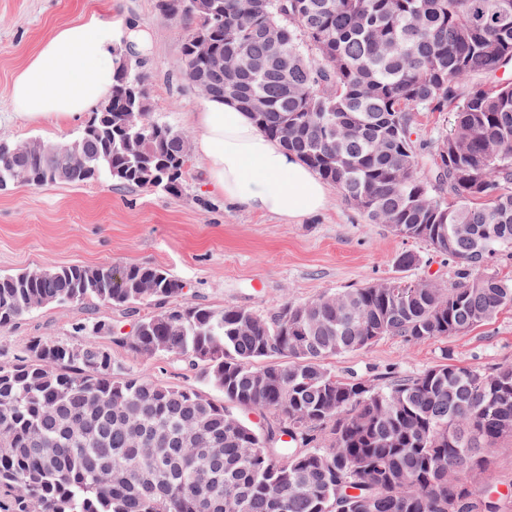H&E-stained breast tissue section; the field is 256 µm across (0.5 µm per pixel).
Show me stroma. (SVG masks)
<instances>
[{
  "label": "stroma",
  "mask_w": 512,
  "mask_h": 512,
  "mask_svg": "<svg viewBox=\"0 0 512 512\" xmlns=\"http://www.w3.org/2000/svg\"><path fill=\"white\" fill-rule=\"evenodd\" d=\"M161 0H0V139L33 137L57 143L74 138L79 123L30 122L13 113L10 92L16 74L57 29L94 15L121 28L150 27L152 43L142 58L153 121L191 134V113L205 99L181 75V44L195 22L169 18ZM181 191L126 186L108 177L40 187L16 184L0 191V273L71 264H150L185 285L188 301L213 307L235 305L264 314L287 301L391 280L400 275L448 284L454 267L425 241L394 235L330 190L326 208L299 224L225 205L209 190L205 162L192 155ZM419 258L401 272L397 256ZM111 324L116 333L130 322L99 305L50 306L32 311L0 331V363L20 360L30 337L75 340L74 328L88 315ZM113 358L139 377L197 385L162 360L144 359L121 348ZM512 364V308L491 323L449 339L406 344L385 337L370 348L329 359L340 376L377 378L413 373L443 364Z\"/></svg>",
  "instance_id": "1"
}]
</instances>
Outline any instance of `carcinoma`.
<instances>
[{
	"instance_id": "1",
	"label": "carcinoma",
	"mask_w": 512,
	"mask_h": 512,
	"mask_svg": "<svg viewBox=\"0 0 512 512\" xmlns=\"http://www.w3.org/2000/svg\"><path fill=\"white\" fill-rule=\"evenodd\" d=\"M195 27L232 62L224 85L265 97L259 129L298 155L370 224L429 243L447 285L394 279L284 302L265 315L173 303L154 265H71L0 275V330L42 306L96 302L78 342L36 336L0 364V512H501L489 454L512 439V364H440L340 378L326 359L384 337L448 339L512 307V0H197ZM283 28L271 45L267 25ZM78 134L95 175L181 191L190 156L149 118L138 64ZM141 87L144 118L120 97ZM450 129L423 134L421 116ZM0 151V189L56 181L63 162ZM150 311L140 314L141 307ZM194 371L223 395L134 377L98 341ZM275 418L256 429L235 414Z\"/></svg>"
}]
</instances>
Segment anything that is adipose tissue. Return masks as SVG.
Here are the masks:
<instances>
[{"label":"adipose tissue","instance_id":"1","mask_svg":"<svg viewBox=\"0 0 512 512\" xmlns=\"http://www.w3.org/2000/svg\"><path fill=\"white\" fill-rule=\"evenodd\" d=\"M111 26L96 18L62 27L16 76L11 98L31 121H77L112 93ZM196 153L226 204L299 224L325 209L329 189L308 166L266 136L231 99L207 100L190 117Z\"/></svg>","mask_w":512,"mask_h":512}]
</instances>
